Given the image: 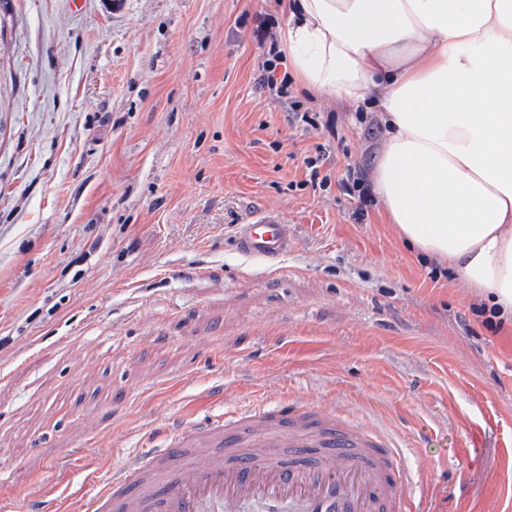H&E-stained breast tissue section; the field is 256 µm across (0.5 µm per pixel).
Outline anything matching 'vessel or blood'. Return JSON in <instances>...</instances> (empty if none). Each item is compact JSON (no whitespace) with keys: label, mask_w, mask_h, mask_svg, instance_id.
<instances>
[{"label":"vessel or blood","mask_w":512,"mask_h":512,"mask_svg":"<svg viewBox=\"0 0 512 512\" xmlns=\"http://www.w3.org/2000/svg\"><path fill=\"white\" fill-rule=\"evenodd\" d=\"M289 224L259 211L240 225L238 249L275 259ZM163 434L161 447L126 458L86 481L96 490L81 512H417L424 479L400 446L372 424L310 403L256 399L235 411L199 415Z\"/></svg>","instance_id":"vessel-or-blood-1"}]
</instances>
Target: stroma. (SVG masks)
<instances>
[{
    "mask_svg": "<svg viewBox=\"0 0 512 512\" xmlns=\"http://www.w3.org/2000/svg\"><path fill=\"white\" fill-rule=\"evenodd\" d=\"M286 22L276 0H0L6 512L188 402L292 393L428 463L420 512H512V321L487 330L385 223L374 111L263 83ZM260 209L291 226L281 259L234 247Z\"/></svg>",
    "mask_w": 512,
    "mask_h": 512,
    "instance_id": "1",
    "label": "stroma"
}]
</instances>
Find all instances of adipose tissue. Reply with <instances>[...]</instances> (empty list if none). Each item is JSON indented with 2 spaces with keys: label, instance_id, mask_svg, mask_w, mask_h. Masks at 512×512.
<instances>
[{
  "label": "adipose tissue",
  "instance_id": "adipose-tissue-1",
  "mask_svg": "<svg viewBox=\"0 0 512 512\" xmlns=\"http://www.w3.org/2000/svg\"><path fill=\"white\" fill-rule=\"evenodd\" d=\"M297 83L383 135L371 179L400 236L512 317V0H278Z\"/></svg>",
  "mask_w": 512,
  "mask_h": 512
}]
</instances>
